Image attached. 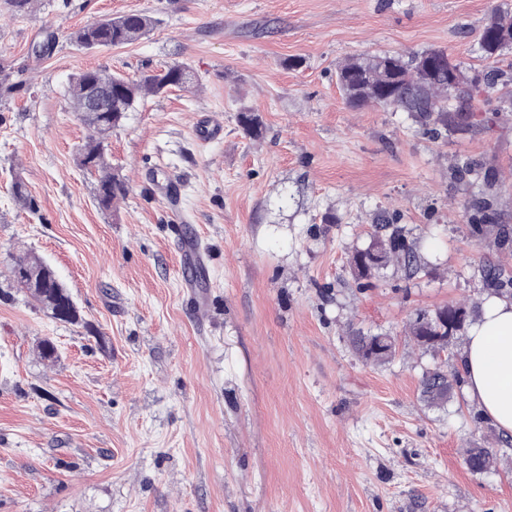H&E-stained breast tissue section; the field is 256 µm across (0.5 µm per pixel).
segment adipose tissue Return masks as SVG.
Returning <instances> with one entry per match:
<instances>
[{
  "instance_id": "ef3b65f1",
  "label": "adipose tissue",
  "mask_w": 512,
  "mask_h": 512,
  "mask_svg": "<svg viewBox=\"0 0 512 512\" xmlns=\"http://www.w3.org/2000/svg\"><path fill=\"white\" fill-rule=\"evenodd\" d=\"M461 363L471 402L500 432L512 434V298L484 300Z\"/></svg>"
}]
</instances>
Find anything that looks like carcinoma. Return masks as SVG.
Returning <instances> with one entry per match:
<instances>
[{"label": "carcinoma", "instance_id": "carcinoma-1", "mask_svg": "<svg viewBox=\"0 0 512 512\" xmlns=\"http://www.w3.org/2000/svg\"><path fill=\"white\" fill-rule=\"evenodd\" d=\"M154 24L155 19L146 13H128L86 25L75 33V39L81 46L90 49L123 46L141 39ZM479 45L483 56L488 59L497 58L505 50L512 49L511 11H495L487 18L481 27ZM434 56L448 59V66L457 76L456 88L448 89V76L443 75L426 97H411L409 91L420 81L421 71L414 59L400 54L367 55L350 60L340 67L338 80L349 104L393 106L409 113L423 134L436 139L448 131L453 115L459 108L475 114L477 109L474 102L477 98L483 94L490 97L499 92L508 84V79L506 72L494 68L468 73L461 64L449 59L444 49H429L416 54L418 58ZM186 71L184 65L174 63L139 81H132L117 73L88 70L79 74L70 85V106L82 115L83 124L91 131L81 149L80 163L83 168L98 175L97 200L102 208L111 209L127 194L125 182L110 171L105 160L104 142L120 126L137 100L157 96L173 87L189 86ZM94 87L112 90V114L86 111L89 94ZM393 264L410 277L421 271L412 247L396 230L385 237L374 235L368 248L354 254L351 270L358 278H368ZM9 273L19 291L50 312L52 317H57L58 311L66 305L70 309L66 322L78 321V311L69 293L38 255L23 253L14 257ZM482 282L493 294L512 297V277L503 268L495 265L484 267ZM444 312L443 308L420 312L410 324L413 341L436 355L448 350L451 342L463 335L467 323L479 316L480 306L475 303L464 308L462 324L451 332L448 331V324L441 319ZM352 347L365 360L381 364L395 355L396 340L389 334L354 336ZM462 383L463 376L458 368L450 369L448 365L438 363L423 374L420 397L431 406H443L454 397L455 388ZM465 463L471 471L483 472L498 467L500 459L490 448H469L466 450Z\"/></svg>", "mask_w": 512, "mask_h": 512}]
</instances>
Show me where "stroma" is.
<instances>
[{"label": "stroma", "instance_id": "35a3bbf8", "mask_svg": "<svg viewBox=\"0 0 512 512\" xmlns=\"http://www.w3.org/2000/svg\"><path fill=\"white\" fill-rule=\"evenodd\" d=\"M512 0H36L0 11V512H512V440L465 389L420 399L437 358L407 325L421 310L483 302L481 265L512 272V112L440 138L391 107L349 106L339 65L447 50L512 74V50L477 51ZM149 12L125 46L73 34ZM182 63L192 89L138 102L104 146L128 187L109 210L79 163L90 131L68 88L83 71L139 80ZM256 113L245 134L239 113ZM220 134L203 138L204 120ZM471 162L488 209L470 204ZM21 180L34 202L19 205ZM174 185V200L160 189ZM423 267L350 269L382 213ZM196 240L203 280L181 259ZM44 257L82 320L17 293L11 256ZM397 338L378 365L357 333ZM51 339L55 361L38 344ZM502 464L476 473L465 449Z\"/></svg>", "mask_w": 512, "mask_h": 512}]
</instances>
